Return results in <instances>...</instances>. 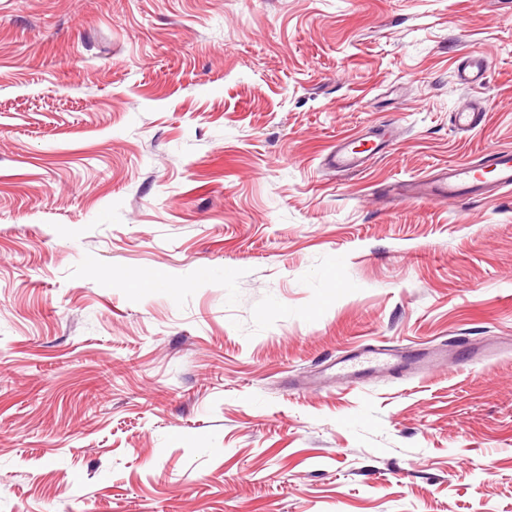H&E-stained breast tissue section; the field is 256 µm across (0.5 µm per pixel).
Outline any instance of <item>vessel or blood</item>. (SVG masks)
Here are the masks:
<instances>
[{
    "mask_svg": "<svg viewBox=\"0 0 512 512\" xmlns=\"http://www.w3.org/2000/svg\"><path fill=\"white\" fill-rule=\"evenodd\" d=\"M484 59L469 57L457 69L460 85L475 89L485 81ZM484 108L481 103L458 110L454 114L456 128L469 132L483 120ZM330 164L341 172L360 171L364 164L359 152L348 150L344 144H337L329 157ZM512 188V150H498L478 162H464L449 165L433 179H420L408 183H392L388 192L396 198L450 199L464 196L478 197L493 191ZM455 354L431 355L425 358L408 357L377 347L365 350L359 355H344L336 359V374L340 377H354L367 370H412L425 371L437 365H456Z\"/></svg>",
    "mask_w": 512,
    "mask_h": 512,
    "instance_id": "obj_1",
    "label": "vessel or blood"
}]
</instances>
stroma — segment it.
<instances>
[{
	"instance_id": "1",
	"label": "stroma",
	"mask_w": 512,
	"mask_h": 512,
	"mask_svg": "<svg viewBox=\"0 0 512 512\" xmlns=\"http://www.w3.org/2000/svg\"><path fill=\"white\" fill-rule=\"evenodd\" d=\"M504 148L512 0H0V512H512ZM486 64L481 57H467L457 69V79L460 85L473 90L484 84ZM484 107L474 102L470 107L458 110L454 114V124L461 132H470L477 128L483 120ZM361 152L349 151L343 144H336V151H332L329 157V163L341 172H357L361 170L364 164ZM486 174H491V179ZM506 188H512V150L495 151L480 162L449 164L433 179L394 182L388 193L394 198L450 199L478 197ZM458 364L456 352L429 355L425 358L408 357L401 353H393L381 347L361 352L357 356L344 355L336 358V377H355L366 370H412L424 372L427 368L437 365L453 366Z\"/></svg>"
}]
</instances>
